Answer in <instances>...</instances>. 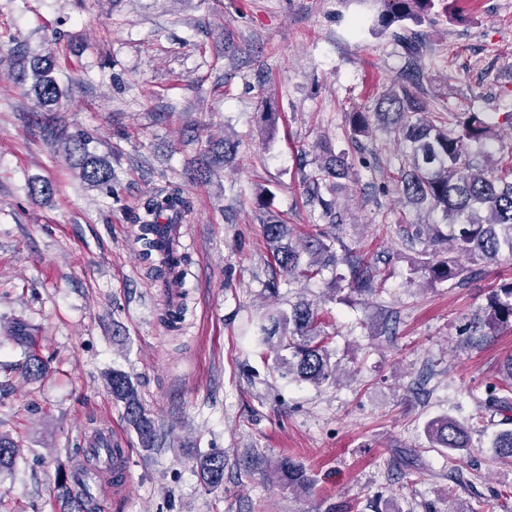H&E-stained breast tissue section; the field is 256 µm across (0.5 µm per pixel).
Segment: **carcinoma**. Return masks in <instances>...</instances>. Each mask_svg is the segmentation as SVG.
Wrapping results in <instances>:
<instances>
[{
    "label": "carcinoma",
    "mask_w": 512,
    "mask_h": 512,
    "mask_svg": "<svg viewBox=\"0 0 512 512\" xmlns=\"http://www.w3.org/2000/svg\"><path fill=\"white\" fill-rule=\"evenodd\" d=\"M435 0H380L382 9L377 25L383 30L399 27L398 37L403 41L409 58L419 50L418 33L405 26L410 21L419 25L434 6ZM50 64L31 67L34 91L42 106L56 104L62 91L50 75ZM416 73H407L398 83V89L383 95L376 112L349 113V124L358 135L369 132L371 122L393 129L412 144V152L401 160L397 175L402 193L416 203H428L441 210L448 235L434 226H418L411 236L420 240L428 258L421 269L433 283L461 284L470 273L468 264L488 263L496 260L501 250L512 255V160L493 169H478L470 164L468 143L480 142L492 136V127L482 112L453 114L455 127L446 126L443 116L425 117L426 107L418 92ZM48 139L65 141L67 155L77 158L84 182L100 186L112 179L108 162L90 154L86 138L81 135L63 138L53 128L46 131ZM236 149L235 142L224 139V152L208 147L204 154V171L221 159H229ZM346 176L345 162L331 156L319 168L305 176L310 189V201L321 209V218L328 224L342 223V214L336 206V179ZM192 205L181 186L173 185L166 192L150 197L143 204L144 214L137 226V242L141 258L150 265L155 277L178 281L183 275L181 267L189 262L180 255L176 265L160 257L156 239V225L169 213V224H179L191 212ZM266 243L274 266L290 276L311 278L327 265L336 263L334 241L309 236L295 248L281 244L287 234V225H264ZM451 242L448 257L440 256L434 246L441 241ZM465 257L468 264L460 262ZM351 284L363 293H377L376 272L367 261L358 258L349 264ZM186 312L185 302L167 307L161 322L170 331H177ZM484 325H512V282L503 283L492 290ZM259 344L281 348L288 354L278 357L277 368L293 378L323 384L337 380L339 366L330 363L328 337L321 334L318 313L313 304L300 301L287 312L281 311L268 318L259 328ZM112 396L124 403L126 418L137 430L144 446L153 442L154 424L130 379L123 373H112ZM485 408L504 416L509 422L512 412V357L508 358L505 374L497 385L490 388ZM470 427L448 417L430 421L426 428L434 448L461 451L469 447ZM492 447L502 457L512 458V429L496 433ZM18 453V446L8 436L0 435V469L10 467ZM199 470L205 482L218 487L224 482V455L202 457ZM275 471L288 485L307 483L303 471L289 460L282 461ZM60 512H93L94 504L87 494L72 489L68 478L58 482Z\"/></svg>",
    "instance_id": "cac0c4a2"
}]
</instances>
